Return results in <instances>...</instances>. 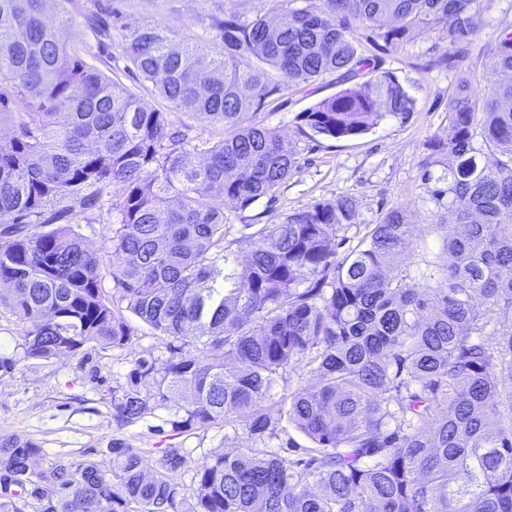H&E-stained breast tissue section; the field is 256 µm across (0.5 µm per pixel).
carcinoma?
I'll return each mask as SVG.
<instances>
[{"label":"carcinoma","instance_id":"obj_1","mask_svg":"<svg viewBox=\"0 0 512 512\" xmlns=\"http://www.w3.org/2000/svg\"><path fill=\"white\" fill-rule=\"evenodd\" d=\"M57 2L0 0V125L11 126L0 140V217L12 219L0 232V308L28 325L24 358L120 347L126 310L201 340L162 368L137 360L112 400L118 421L188 392L184 428L222 419L262 442L284 420L311 446L288 438L294 458L216 453L188 502L174 481L187 463L177 448L153 470L120 443L109 472L86 459L37 470L43 448L1 434L0 512H512V332L494 327L512 316V32L486 47L488 90L460 79L448 141L430 145L421 175L465 232L448 233L436 260L412 273L397 262L411 228L397 208L339 259L337 237L359 210L352 196L246 224L254 231L233 252L224 204L274 199L305 138L363 134L381 105L408 118L414 98L362 55L361 39L394 52L428 29L456 47L479 27L478 0H259L250 17L217 8L208 47L92 16L99 40L141 78L123 95L71 42L65 12L47 19ZM337 73L352 85L299 113L296 139L247 119L288 82ZM144 90L223 136L191 135L146 107ZM103 211L107 268L79 232ZM295 365L315 385L265 405Z\"/></svg>","mask_w":512,"mask_h":512}]
</instances>
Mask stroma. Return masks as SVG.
<instances>
[{
    "label": "stroma",
    "mask_w": 512,
    "mask_h": 512,
    "mask_svg": "<svg viewBox=\"0 0 512 512\" xmlns=\"http://www.w3.org/2000/svg\"><path fill=\"white\" fill-rule=\"evenodd\" d=\"M122 14L128 28L152 23L169 29L175 38L211 45L213 34L205 18L214 12V0H102ZM71 12V40L86 47L84 59L104 74H111L125 61L118 48L98 43L81 9ZM482 25L468 54L454 68L441 64L449 47L431 31L416 32L398 52L363 43L365 55L382 58L383 70L392 72L415 100L408 119L384 115L366 134L340 140L318 137L302 141L299 166L275 200L261 199L235 218L231 238H240L245 224H272L288 213L339 195L356 197L360 203L357 228L349 229L339 255L357 244L359 225L373 224L381 213L399 208L411 224L412 240H425L430 252L440 247L429 226L438 212L425 194L420 171L430 153L429 145L448 137V101L459 76L482 79L493 58L485 47L501 31L512 29V0H479ZM342 80H319L291 86L284 95L268 98L257 117L273 135L296 136L297 116L319 101L345 88ZM131 336L120 347H83L50 361L24 357L25 324L0 308V356L19 359L18 370L0 377V434L38 442L44 456L39 467L57 461L92 459L110 469L109 447L122 442L135 449L148 467H156L164 452L181 449L187 459L175 480L185 498L196 488L195 471L209 462L213 453L230 448H249L253 442L244 432L226 437L223 421L188 430L176 420L189 402L188 396L174 397L166 406L131 425L115 419L113 396L122 395L137 359L153 360L164 366L171 356L172 337L161 335L137 317H129Z\"/></svg>",
    "instance_id": "obj_1"
}]
</instances>
